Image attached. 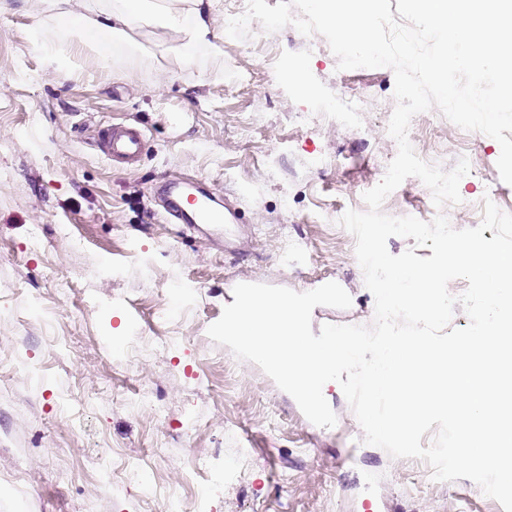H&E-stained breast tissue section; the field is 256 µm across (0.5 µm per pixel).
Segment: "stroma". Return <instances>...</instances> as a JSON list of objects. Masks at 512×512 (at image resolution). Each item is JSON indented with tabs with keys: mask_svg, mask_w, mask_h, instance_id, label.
<instances>
[{
	"mask_svg": "<svg viewBox=\"0 0 512 512\" xmlns=\"http://www.w3.org/2000/svg\"><path fill=\"white\" fill-rule=\"evenodd\" d=\"M65 25L30 0L0 9V512H161L194 457L242 452L208 512H503L469 479L434 481L425 462L365 444L343 394L329 395L336 425L315 426L207 335L240 283L305 292L334 281L351 305L315 307L314 326L371 325L375 300L338 220L395 156L384 141L393 71L338 69L294 26L268 34L255 21L250 39L197 49L166 78L171 37L145 29L130 78L95 63L121 45L69 47ZM39 29L53 53L35 45ZM337 89L363 102L358 128L294 121L315 92ZM121 120L147 134L133 169L107 161L94 136ZM413 123L416 153L454 164L453 123L435 108ZM320 155L336 160L323 174L311 168ZM190 176L239 223L183 234L162 223L156 184ZM433 208L410 177L383 211L426 221ZM160 336L174 339L167 355L144 357ZM147 384L164 417L134 406ZM131 461L145 482L125 480Z\"/></svg>",
	"mask_w": 512,
	"mask_h": 512,
	"instance_id": "obj_1",
	"label": "stroma"
}]
</instances>
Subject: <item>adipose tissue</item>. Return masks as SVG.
I'll return each mask as SVG.
<instances>
[{"label":"adipose tissue","instance_id":"ef3b65f1","mask_svg":"<svg viewBox=\"0 0 512 512\" xmlns=\"http://www.w3.org/2000/svg\"><path fill=\"white\" fill-rule=\"evenodd\" d=\"M39 4L43 11L70 21L64 35L66 42L124 44L131 60L124 69L128 75L134 74L133 60L142 52L138 40L142 28H159L173 34L175 43L161 66L166 74L191 64L198 47L214 46L223 38L207 14L205 0H112L104 9L98 0H39Z\"/></svg>","mask_w":512,"mask_h":512}]
</instances>
